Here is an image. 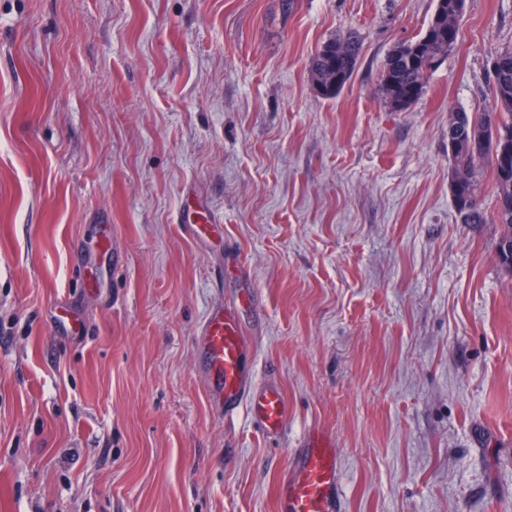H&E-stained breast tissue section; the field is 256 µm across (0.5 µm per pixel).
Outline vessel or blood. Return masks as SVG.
Masks as SVG:
<instances>
[{
    "label": "vessel or blood",
    "instance_id": "b4317fda",
    "mask_svg": "<svg viewBox=\"0 0 512 512\" xmlns=\"http://www.w3.org/2000/svg\"><path fill=\"white\" fill-rule=\"evenodd\" d=\"M207 394L224 414L249 409L268 435L283 432L288 404L274 386L258 385L253 372V347L243 333L237 307L214 308L197 339ZM339 451L327 429L307 431L276 495V512H343L339 491Z\"/></svg>",
    "mask_w": 512,
    "mask_h": 512
}]
</instances>
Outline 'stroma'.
I'll return each instance as SVG.
<instances>
[{"mask_svg":"<svg viewBox=\"0 0 512 512\" xmlns=\"http://www.w3.org/2000/svg\"><path fill=\"white\" fill-rule=\"evenodd\" d=\"M434 9L0 0V512H276L315 425L346 512H512V271L448 180V119L487 108L512 0H467L392 109L385 60ZM350 31L357 70L324 99L309 59ZM190 194L209 241L181 228ZM236 303L288 403L277 437L198 373L205 316Z\"/></svg>","mask_w":512,"mask_h":512,"instance_id":"1","label":"stroma"}]
</instances>
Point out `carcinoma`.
Returning a JSON list of instances; mask_svg holds the SVG:
<instances>
[{
	"instance_id": "obj_1",
	"label": "carcinoma",
	"mask_w": 512,
	"mask_h": 512,
	"mask_svg": "<svg viewBox=\"0 0 512 512\" xmlns=\"http://www.w3.org/2000/svg\"><path fill=\"white\" fill-rule=\"evenodd\" d=\"M466 0H436L424 32L399 42L387 56L381 85L394 110L408 108L423 93L428 77L458 46L459 22ZM358 37L331 38L310 58L308 71L313 86L326 99L337 97L351 81L359 61ZM490 73L491 102L481 112L457 111L449 121L462 139L450 153L451 173L464 174L462 184L451 188L455 209L463 224L487 223L479 187L483 167L491 168L495 188V223L505 228L498 247L512 246V209L502 207L512 201V172L498 163L496 149L512 154V46L495 50Z\"/></svg>"
}]
</instances>
